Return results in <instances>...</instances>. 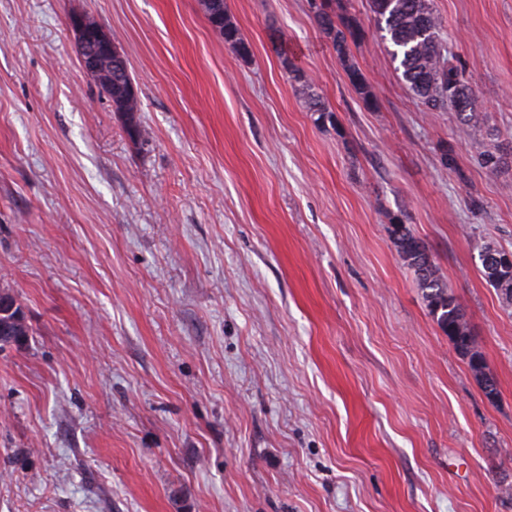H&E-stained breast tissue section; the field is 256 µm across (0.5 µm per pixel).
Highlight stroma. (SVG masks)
<instances>
[{"label":"stroma","mask_w":512,"mask_h":512,"mask_svg":"<svg viewBox=\"0 0 512 512\" xmlns=\"http://www.w3.org/2000/svg\"><path fill=\"white\" fill-rule=\"evenodd\" d=\"M0 0V512H512V0H433L487 115L428 112L369 11L366 108L307 0ZM124 51L138 138L82 69ZM331 115L307 112L288 68ZM511 156L486 168L484 145ZM467 312L488 401L387 214ZM217 1L209 13V23L219 25L222 30L224 43L242 57H249L251 49L249 43L242 37L236 23H234L228 15L226 9V1ZM70 28L75 35L78 54L83 68L94 76L98 83L103 84L107 89V97L115 105L112 99V82H132L128 73L127 65L112 66V57L120 55L119 50L112 43L110 38L104 33L99 23L88 15L74 16L70 20ZM107 64H109L107 68ZM128 95L126 101H132L137 98V90L135 85L129 83L127 88ZM127 101V103H129ZM131 110L138 112V98L135 107ZM478 252L484 278L496 288L503 302L512 305V264L502 265L487 262V256L490 253L501 256L509 251L500 249L491 243H482L478 247ZM497 259L503 263H512V256L509 254L497 257ZM2 302H8V306L12 309L10 313L7 315H0V322L1 320H12V326L16 329V336L22 337L21 343H25L27 340V337L30 336L29 327L26 323L25 315L20 307V305L17 303L14 296H12L9 293L1 292L0 293V303ZM20 343V344H21Z\"/></svg>","instance_id":"1"}]
</instances>
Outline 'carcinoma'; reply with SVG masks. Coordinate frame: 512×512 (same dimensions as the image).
Wrapping results in <instances>:
<instances>
[{
    "instance_id": "1",
    "label": "carcinoma",
    "mask_w": 512,
    "mask_h": 512,
    "mask_svg": "<svg viewBox=\"0 0 512 512\" xmlns=\"http://www.w3.org/2000/svg\"><path fill=\"white\" fill-rule=\"evenodd\" d=\"M308 5L322 33L330 39L337 55L345 62L346 76L365 106H374V98L361 70L349 62L351 46L363 36V27L357 15L351 11L350 0H308ZM381 38L389 44L393 59L399 61L402 79L418 100L430 112L448 110L463 115L468 128L477 131L484 126L486 113L482 112L474 90L463 76L462 69L442 42L440 18L433 8L432 0H369ZM208 22L220 26L224 43L242 57L251 54L249 43L242 37L236 23L228 15L226 0H217L209 13ZM285 64L293 74L298 91L306 103L307 111L323 119L329 109L314 91L313 82L290 61ZM470 104L468 110L460 109L461 102ZM404 211L387 215L389 232L403 263L413 271L422 298L441 330L448 335L458 353L467 360L475 377L480 379L484 394L495 401L498 394L495 377H482V369L474 364L470 353H480L466 319L464 307L437 276L428 245L416 237L404 225ZM482 274L496 288L503 302L512 305V264L502 265L487 262V256L505 254L490 243L478 247ZM6 302L11 312L0 315L1 320L12 321L16 335L27 340L30 336L25 315L14 296L0 293V303Z\"/></svg>"
}]
</instances>
